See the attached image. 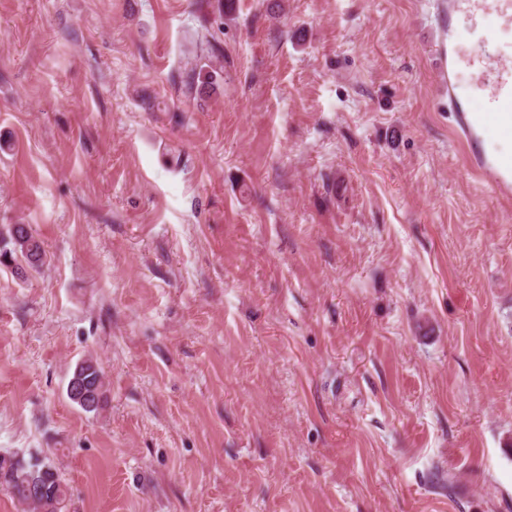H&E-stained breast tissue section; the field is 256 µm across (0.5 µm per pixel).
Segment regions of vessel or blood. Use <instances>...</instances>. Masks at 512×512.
<instances>
[{
	"label": "vessel or blood",
	"instance_id": "1",
	"mask_svg": "<svg viewBox=\"0 0 512 512\" xmlns=\"http://www.w3.org/2000/svg\"><path fill=\"white\" fill-rule=\"evenodd\" d=\"M496 14L504 27H512V0H444L446 22L443 39L435 47L436 58L448 83V110L459 139L475 152L480 175L500 194H512V155L489 151L482 136L487 126H494L500 137L512 139V43L500 41L483 29V17ZM474 38L476 56L500 59L501 66L482 78L487 101L482 111H473L458 90V75L466 57L458 51L461 33Z\"/></svg>",
	"mask_w": 512,
	"mask_h": 512
}]
</instances>
